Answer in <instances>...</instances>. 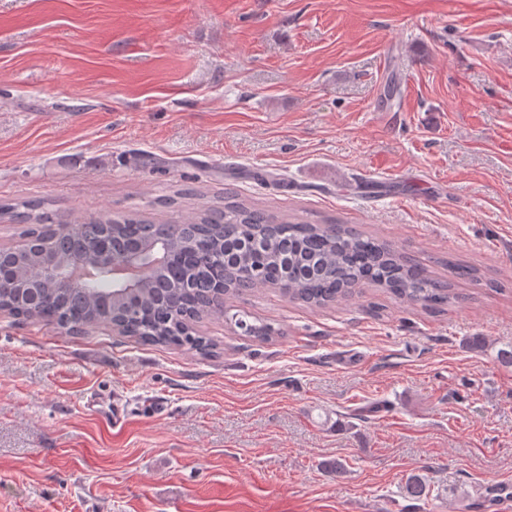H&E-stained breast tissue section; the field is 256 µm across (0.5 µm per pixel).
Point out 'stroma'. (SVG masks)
Listing matches in <instances>:
<instances>
[{"label":"stroma","instance_id":"stroma-1","mask_svg":"<svg viewBox=\"0 0 512 512\" xmlns=\"http://www.w3.org/2000/svg\"><path fill=\"white\" fill-rule=\"evenodd\" d=\"M228 185L481 279L445 310L258 288L231 309L279 335L205 316L206 354L2 314L0 512H498L512 0H0V202L176 220ZM412 473L427 500L400 495Z\"/></svg>","mask_w":512,"mask_h":512}]
</instances>
